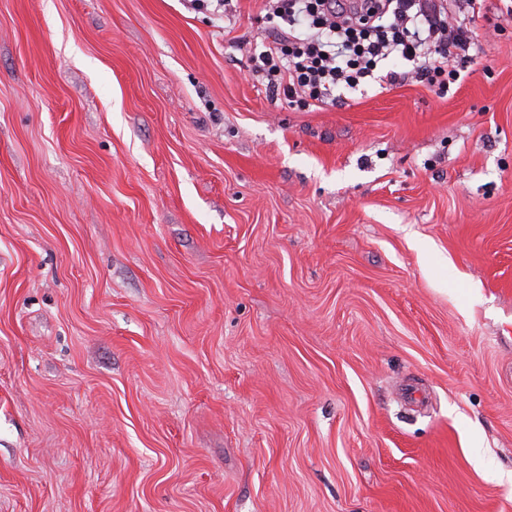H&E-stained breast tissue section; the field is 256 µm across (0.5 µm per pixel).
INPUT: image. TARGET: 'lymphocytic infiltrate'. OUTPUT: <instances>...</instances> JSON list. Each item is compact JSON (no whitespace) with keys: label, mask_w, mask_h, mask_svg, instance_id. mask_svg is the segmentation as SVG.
I'll use <instances>...</instances> for the list:
<instances>
[{"label":"lymphocytic infiltrate","mask_w":512,"mask_h":512,"mask_svg":"<svg viewBox=\"0 0 512 512\" xmlns=\"http://www.w3.org/2000/svg\"><path fill=\"white\" fill-rule=\"evenodd\" d=\"M265 2V19L279 35L253 57V69L292 103L334 104L337 85L356 88L394 53L444 92L460 78L455 58L470 47L467 30L449 28L443 0ZM283 23L288 31H280Z\"/></svg>","instance_id":"f902f5d3"}]
</instances>
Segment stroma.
<instances>
[{
    "instance_id": "1",
    "label": "stroma",
    "mask_w": 512,
    "mask_h": 512,
    "mask_svg": "<svg viewBox=\"0 0 512 512\" xmlns=\"http://www.w3.org/2000/svg\"><path fill=\"white\" fill-rule=\"evenodd\" d=\"M264 14L0 0V512H512V14L306 109Z\"/></svg>"
}]
</instances>
